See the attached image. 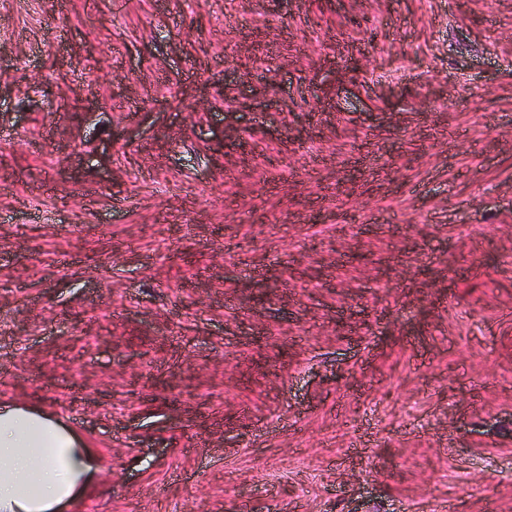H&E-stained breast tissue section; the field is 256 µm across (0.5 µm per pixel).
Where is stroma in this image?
I'll use <instances>...</instances> for the list:
<instances>
[{"label":"stroma","instance_id":"obj_1","mask_svg":"<svg viewBox=\"0 0 512 512\" xmlns=\"http://www.w3.org/2000/svg\"><path fill=\"white\" fill-rule=\"evenodd\" d=\"M0 401L63 512H512V0H0ZM96 471L93 451L58 419L0 403V512H59Z\"/></svg>","mask_w":512,"mask_h":512}]
</instances>
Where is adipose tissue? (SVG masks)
<instances>
[{
    "instance_id": "ef3b65f1",
    "label": "adipose tissue",
    "mask_w": 512,
    "mask_h": 512,
    "mask_svg": "<svg viewBox=\"0 0 512 512\" xmlns=\"http://www.w3.org/2000/svg\"><path fill=\"white\" fill-rule=\"evenodd\" d=\"M96 471L93 451L58 419L0 403V512H61Z\"/></svg>"
}]
</instances>
